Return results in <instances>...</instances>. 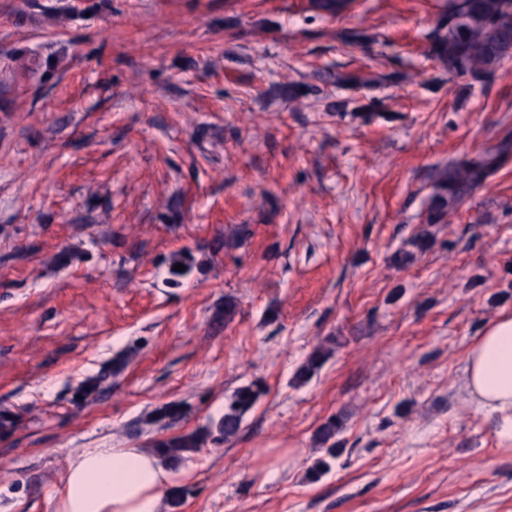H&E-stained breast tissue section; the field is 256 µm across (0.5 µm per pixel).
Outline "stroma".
I'll list each match as a JSON object with an SVG mask.
<instances>
[{
  "label": "stroma",
  "mask_w": 512,
  "mask_h": 512,
  "mask_svg": "<svg viewBox=\"0 0 512 512\" xmlns=\"http://www.w3.org/2000/svg\"><path fill=\"white\" fill-rule=\"evenodd\" d=\"M447 5L0 0L1 503L48 512L70 450L211 426L255 382L167 512H512V440L460 391L512 312V161L427 221L435 169L512 132V59L449 82L426 58ZM323 80L327 83L338 86L363 87L379 81L383 76L375 77L371 73H365L363 70H356L346 73L327 71L323 75ZM260 395V388L254 384L241 386L233 392L217 424V431L224 440L228 441L238 434L245 414L256 404Z\"/></svg>",
  "instance_id": "35a3bbf8"
}]
</instances>
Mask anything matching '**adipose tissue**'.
Listing matches in <instances>:
<instances>
[{
  "mask_svg": "<svg viewBox=\"0 0 512 512\" xmlns=\"http://www.w3.org/2000/svg\"><path fill=\"white\" fill-rule=\"evenodd\" d=\"M462 389L512 439V312L470 345ZM172 477L154 448H78L68 453L48 501L51 512H166L162 491Z\"/></svg>",
  "mask_w": 512,
  "mask_h": 512,
  "instance_id": "ef3b65f1",
  "label": "adipose tissue"
}]
</instances>
